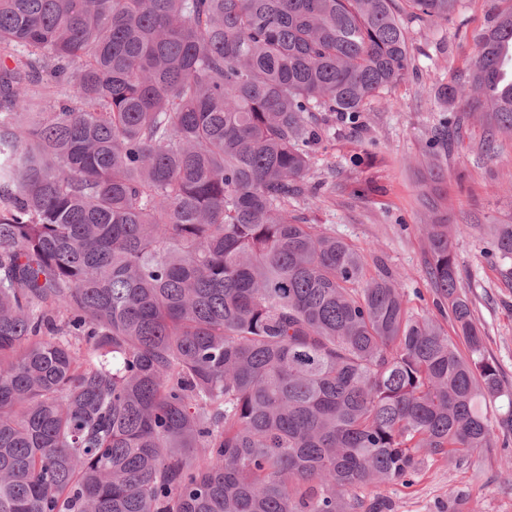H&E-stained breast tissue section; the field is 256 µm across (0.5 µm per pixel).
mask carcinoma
<instances>
[{
  "label": "carcinoma",
  "instance_id": "obj_1",
  "mask_svg": "<svg viewBox=\"0 0 512 512\" xmlns=\"http://www.w3.org/2000/svg\"><path fill=\"white\" fill-rule=\"evenodd\" d=\"M458 2L0 0V512H388L421 457L509 447L462 226L423 233L466 357L288 210L325 122L409 73L404 19ZM505 40L512 6L440 88L487 152Z\"/></svg>",
  "mask_w": 512,
  "mask_h": 512
}]
</instances>
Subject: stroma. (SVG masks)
<instances>
[{"label": "stroma", "instance_id": "35a3bbf8", "mask_svg": "<svg viewBox=\"0 0 512 512\" xmlns=\"http://www.w3.org/2000/svg\"><path fill=\"white\" fill-rule=\"evenodd\" d=\"M462 0L449 21L408 24L412 65L406 78L373 100L355 128L337 126L315 149L318 194L292 200L308 223L326 228L363 251L369 271L395 275L413 312H434L427 274L425 219L465 225L454 241L461 290L485 338L487 356L512 384V259L490 245L496 224H512V142L482 151L484 127L466 121L440 165L429 146L439 123L463 114L464 99L438 88L466 74L473 38L488 23L491 4ZM508 448H479L462 459L423 458L408 484L389 488L390 512H512Z\"/></svg>", "mask_w": 512, "mask_h": 512}]
</instances>
